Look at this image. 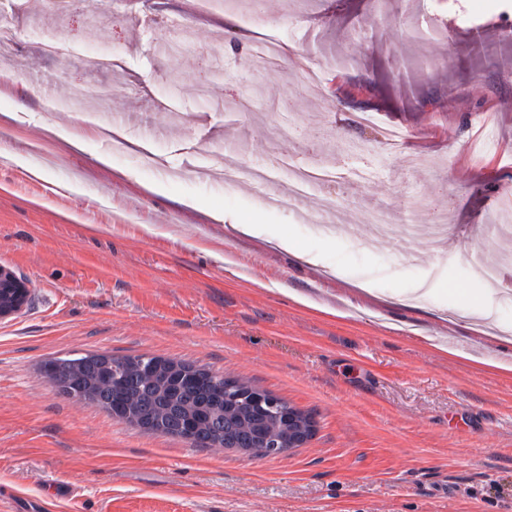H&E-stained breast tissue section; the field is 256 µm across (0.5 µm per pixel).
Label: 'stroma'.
Wrapping results in <instances>:
<instances>
[{"label":"stroma","mask_w":512,"mask_h":512,"mask_svg":"<svg viewBox=\"0 0 512 512\" xmlns=\"http://www.w3.org/2000/svg\"><path fill=\"white\" fill-rule=\"evenodd\" d=\"M1 17L18 38L0 267L29 296L0 317V512H512V0H0ZM77 86L110 91L117 137L65 109ZM274 154L339 176L286 208L287 171L225 184V161ZM336 210L355 229L329 238ZM438 217V250L406 239ZM377 221L397 231L379 246ZM87 352L242 380L315 433L256 459L142 431L41 370Z\"/></svg>","instance_id":"35a3bbf8"}]
</instances>
